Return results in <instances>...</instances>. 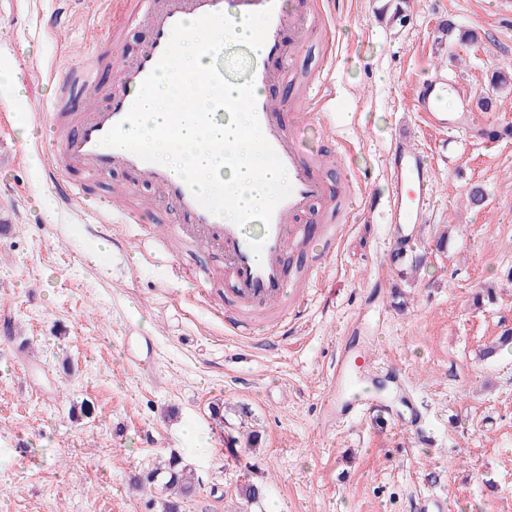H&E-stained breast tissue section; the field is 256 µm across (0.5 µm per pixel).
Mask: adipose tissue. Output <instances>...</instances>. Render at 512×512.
<instances>
[{
    "label": "adipose tissue",
    "instance_id": "obj_1",
    "mask_svg": "<svg viewBox=\"0 0 512 512\" xmlns=\"http://www.w3.org/2000/svg\"><path fill=\"white\" fill-rule=\"evenodd\" d=\"M224 41V26L210 25L207 32L190 31L179 42V65L183 79L192 80L207 66L205 48ZM175 85L170 77L160 76L137 98L134 110L140 113L139 123L130 131L131 142L149 148L156 159L179 173L192 175L200 186L214 199L223 200L225 192L238 194L241 211L226 212L227 221H236L239 215L255 214L267 204L273 188L286 181V174L270 173L266 182H255L254 169L264 167L259 153L257 132L249 128V116L238 109L224 116V134L231 137L232 146L242 162L226 165L223 153L204 154L193 149L196 136L191 120L178 125L167 124L166 118L173 107Z\"/></svg>",
    "mask_w": 512,
    "mask_h": 512
}]
</instances>
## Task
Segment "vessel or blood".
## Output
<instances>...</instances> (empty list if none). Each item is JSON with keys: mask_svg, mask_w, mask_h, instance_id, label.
<instances>
[{"mask_svg": "<svg viewBox=\"0 0 512 512\" xmlns=\"http://www.w3.org/2000/svg\"><path fill=\"white\" fill-rule=\"evenodd\" d=\"M126 18L144 23L153 36L139 53L118 61L113 85L100 86L95 65L87 63L58 80L56 94L44 108L47 125L58 143L55 160L47 171L49 181L69 207L87 199L83 186L69 178L74 171L92 176L119 170L128 175L131 184L150 185L154 190L150 209L175 211L183 219L176 229L181 239L223 256L224 270L233 281L225 304L252 313L282 309L288 298L286 258L292 245L307 235L300 219L313 202L332 199V190L318 176L319 168L343 157L341 150L333 148L323 154L321 162L312 161L302 142L312 123L326 124V114L314 108L286 121L283 104L268 93L284 79V60L303 48L301 31L310 20L307 9H286L284 0H113V22ZM219 20L228 32L245 22L256 23L255 36L262 51L254 55L231 41L208 49L207 69L180 87L169 121L179 123L189 104L197 97L218 92L223 81L237 84L235 98L225 102L223 111L204 113V122L221 120L224 110L245 108L260 133L259 151L267 165L290 175L287 188L275 191L252 228L244 222L224 220L225 210L239 205L236 195L216 201L195 180L158 164L148 149L133 143L121 150L115 147L117 137L138 119L134 99L158 74L177 76L178 41L188 23L204 29ZM451 89L448 74L442 70L416 84L414 108L424 124L448 130L475 123L474 113L451 115L442 110ZM72 94L85 98L86 105L69 120L62 102ZM386 173V222L395 245L402 249L409 243L411 226L428 221L435 171L422 151L402 137L387 154ZM353 360L354 348L348 344L330 367L322 404L328 425L372 409L387 410L375 394L345 399Z\"/></svg>", "mask_w": 512, "mask_h": 512, "instance_id": "1", "label": "vessel or blood"}]
</instances>
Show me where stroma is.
<instances>
[{"mask_svg": "<svg viewBox=\"0 0 512 512\" xmlns=\"http://www.w3.org/2000/svg\"><path fill=\"white\" fill-rule=\"evenodd\" d=\"M388 0H309L326 25L309 31L291 61L293 79L271 87L298 98L295 77L323 78L330 123L363 177L356 192H387L385 155L406 133L433 165L429 221L402 276L381 210L337 212L342 235L325 251L317 201L303 223L317 231L297 264H319L302 315L288 335L256 342L231 336L214 309L229 282L219 257L163 239L180 223L164 211L100 224V201L127 179L114 170L88 182L95 205L64 208L42 176L57 148L42 107L58 72L77 67L112 26L108 0H15L0 7V69L15 71L0 136V512H161L156 487L134 482L170 454L193 471L183 512H412L423 492L446 495L449 512H512V349L482 357L512 332V137L484 143L467 128L423 126L412 96L433 67L471 100L491 98L485 117L512 125V13L499 0H412L393 19ZM448 22L476 31L478 45H438ZM485 193L469 205L471 186ZM444 249H437L440 234ZM204 267L205 283L178 278ZM494 289L493 300L474 303ZM359 322L358 333L349 326ZM155 339L154 380L129 362L128 329ZM349 337L400 369L404 390L381 397L391 416L324 426L320 406L336 340ZM93 411L82 415L81 405ZM225 405L223 422L210 413ZM258 436L228 455L227 435ZM261 485L245 503L239 487Z\"/></svg>", "mask_w": 512, "mask_h": 512, "instance_id": "stroma-1", "label": "stroma"}]
</instances>
